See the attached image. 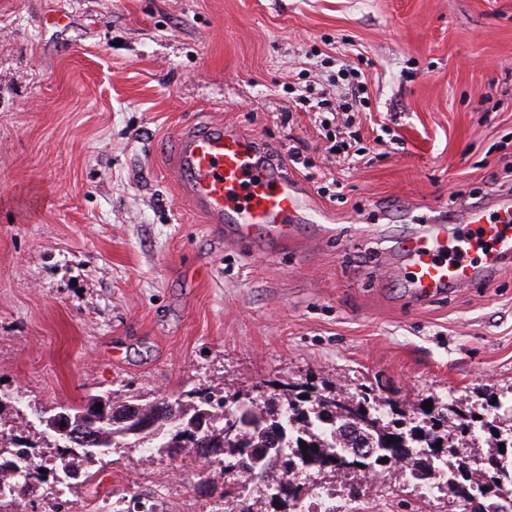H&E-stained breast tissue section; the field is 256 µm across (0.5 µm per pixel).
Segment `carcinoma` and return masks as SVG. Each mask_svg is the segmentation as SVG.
I'll return each instance as SVG.
<instances>
[{
  "label": "carcinoma",
  "mask_w": 512,
  "mask_h": 512,
  "mask_svg": "<svg viewBox=\"0 0 512 512\" xmlns=\"http://www.w3.org/2000/svg\"><path fill=\"white\" fill-rule=\"evenodd\" d=\"M252 389L250 396L238 391L217 398L206 389H191L171 400L132 398L121 403L102 396L88 406L100 404L112 412V418L84 423L66 442L71 451H58L66 443L54 431L44 425L38 430L41 441H49L59 459L49 470L57 485L68 488V474L77 472L76 458H94L125 440L172 460L187 454L206 460L220 454L224 471L232 472L234 463L245 462L244 472L252 481L280 491L269 503L282 512H295L300 500L312 491L302 475L335 473L329 468L332 457L344 461L338 472L344 477L364 478L402 461L409 467L408 480L418 483L437 475V464L448 462L456 448L479 439L489 451L478 458L479 467L472 472L467 470V461L460 459L448 492L464 512H500L501 492L512 488V395L491 394L497 402L481 415L456 400L434 399L431 410L418 408L425 422L406 429L398 407L383 400L371 386L351 396L308 382L290 385L277 394L269 392L265 382ZM19 407L15 397L0 391V422L29 426ZM340 428L358 434L359 443L347 448L332 444ZM303 441L308 448H301ZM505 441L506 453L500 451ZM436 443L440 444L437 451L433 450ZM24 451L16 443L14 429L0 431V480L12 478L9 496L17 500L29 494L44 468L32 463V472L19 478L3 466V458ZM471 474L487 487L478 497L472 494Z\"/></svg>",
  "instance_id": "cac0c4a2"
}]
</instances>
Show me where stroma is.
Returning <instances> with one entry per match:
<instances>
[{
	"label": "stroma",
	"mask_w": 512,
	"mask_h": 512,
	"mask_svg": "<svg viewBox=\"0 0 512 512\" xmlns=\"http://www.w3.org/2000/svg\"><path fill=\"white\" fill-rule=\"evenodd\" d=\"M343 61L369 97L353 165L298 103L335 98ZM217 121L298 148L317 225L265 254L195 211L171 175L175 136ZM505 156L512 0H0V389L49 409L312 377L374 386L409 416L426 398L481 403L512 387V263L415 307L356 229L394 240L502 192ZM324 172L342 199L321 192ZM88 470L71 512L107 496L235 503L195 457L126 445ZM317 481L336 512H461L397 472L356 497Z\"/></svg>",
	"instance_id": "obj_1"
}]
</instances>
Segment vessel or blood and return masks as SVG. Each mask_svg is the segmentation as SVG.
I'll use <instances>...</instances> for the list:
<instances>
[{
  "label": "vessel or blood",
  "mask_w": 512,
  "mask_h": 512,
  "mask_svg": "<svg viewBox=\"0 0 512 512\" xmlns=\"http://www.w3.org/2000/svg\"><path fill=\"white\" fill-rule=\"evenodd\" d=\"M176 174L210 223L234 237L287 242L295 225L312 223L307 195L284 158L254 135L214 123L178 134ZM388 266L408 298L424 303L461 288L487 286L512 261V196H491L456 216L435 215L399 238Z\"/></svg>",
  "instance_id": "obj_1"
}]
</instances>
